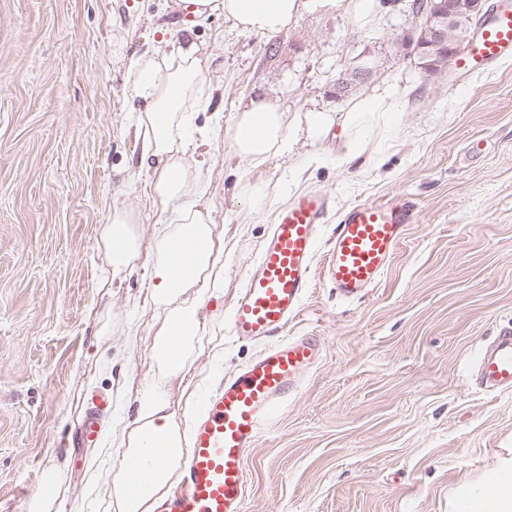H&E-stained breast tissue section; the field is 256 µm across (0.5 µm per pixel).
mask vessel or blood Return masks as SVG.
<instances>
[{
    "label": "vessel or blood",
    "instance_id": "vessel-or-blood-1",
    "mask_svg": "<svg viewBox=\"0 0 512 512\" xmlns=\"http://www.w3.org/2000/svg\"><path fill=\"white\" fill-rule=\"evenodd\" d=\"M509 57L512 0H499L479 36L450 65L461 74L477 73ZM328 215V200L319 192L302 194L278 212L231 316L233 335L264 349L203 397L180 485L163 512H242L248 449L322 362L317 337L288 338L284 331L311 286L319 232ZM412 219L410 207L400 201L356 204L340 215L324 269L339 298L363 297L381 281ZM475 375L485 390L512 392V330L499 332L481 349ZM163 455V449L149 445L127 460L139 490L147 489L145 473Z\"/></svg>",
    "mask_w": 512,
    "mask_h": 512
}]
</instances>
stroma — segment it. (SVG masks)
I'll return each instance as SVG.
<instances>
[{
	"label": "stroma",
	"mask_w": 512,
	"mask_h": 512,
	"mask_svg": "<svg viewBox=\"0 0 512 512\" xmlns=\"http://www.w3.org/2000/svg\"><path fill=\"white\" fill-rule=\"evenodd\" d=\"M411 3L388 0L369 26L306 13L266 36L218 13L186 19L181 0H0V512H27L43 469L63 460L70 496L103 512L86 487L83 424L106 432L155 372L149 272L137 264L103 292L98 240L116 207L138 213L145 244L165 220L124 96L128 67L164 37L192 39L208 68L191 131L227 250L224 294L200 312L193 384L214 390L263 349L233 336L230 316L279 208L319 191L333 220L389 200L415 216L388 272L353 302L323 274L322 231L286 333L317 336L323 360L248 450L244 512H452L462 485L512 457V392L483 391L473 366L512 326V61L462 89L450 71L425 75L400 43L415 27ZM366 64L372 75L355 78ZM387 92L402 106L364 116L357 138L375 155L364 169L337 165L336 125L302 173L307 145L254 167L213 125L260 97L335 117ZM241 183L266 187L263 220L237 200ZM92 395L110 409L95 412Z\"/></svg>",
	"instance_id": "stroma-1"
}]
</instances>
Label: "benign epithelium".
Instances as JSON below:
<instances>
[{"instance_id": "benign-epithelium-1", "label": "benign epithelium", "mask_w": 512, "mask_h": 512, "mask_svg": "<svg viewBox=\"0 0 512 512\" xmlns=\"http://www.w3.org/2000/svg\"><path fill=\"white\" fill-rule=\"evenodd\" d=\"M484 0H413L412 10L418 28L404 35L402 45L416 55L424 73L433 75L448 63L456 52L442 39V31L457 24L468 14L480 15Z\"/></svg>"}]
</instances>
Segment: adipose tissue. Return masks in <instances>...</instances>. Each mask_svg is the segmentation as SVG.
<instances>
[{"instance_id":"ef3b65f1","label":"adipose tissue","mask_w":512,"mask_h":512,"mask_svg":"<svg viewBox=\"0 0 512 512\" xmlns=\"http://www.w3.org/2000/svg\"><path fill=\"white\" fill-rule=\"evenodd\" d=\"M189 2L195 16L218 12L236 29L264 35L283 32L303 14L337 9L371 24L381 9L379 0ZM206 74L199 49L191 41L141 55L127 71L125 92L134 105L135 133L143 143L140 164L153 172V196L166 221L156 226L146 254L136 233L139 219L130 209H114L99 236L106 262L104 285L122 280L140 256H147L149 285L143 303L158 317L151 352L157 375L145 383L134 419L116 424L109 447L87 463L90 488L103 487L108 492V512H157L178 481L180 463L190 446L186 424L196 392L186 386L180 397H173L171 381L189 374L199 311L224 286V238L215 234L202 204L206 184L200 165L190 160L191 143L186 136V113L204 86ZM331 124L329 116L310 112L287 122L278 102L258 98L237 111L224 128V139L236 156L259 166L299 140L317 145ZM154 442L164 448L165 459L148 471V492H135L125 462ZM67 492L64 467H47L29 512H61ZM486 499L492 501L494 512H512V474L504 475L497 467L479 482L465 486L455 498V512H478Z\"/></svg>"}]
</instances>
